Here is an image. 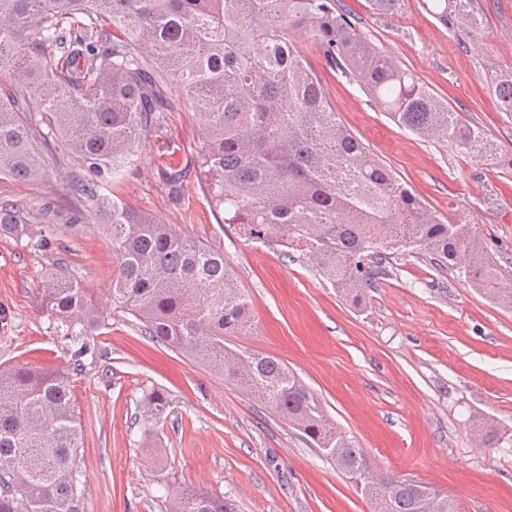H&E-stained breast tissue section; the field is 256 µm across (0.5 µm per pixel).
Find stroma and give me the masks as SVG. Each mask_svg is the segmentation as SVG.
<instances>
[{
	"label": "stroma",
	"instance_id": "1",
	"mask_svg": "<svg viewBox=\"0 0 512 512\" xmlns=\"http://www.w3.org/2000/svg\"><path fill=\"white\" fill-rule=\"evenodd\" d=\"M484 23L441 21L422 0L374 13L367 0H336L339 11L401 67L447 100L465 124L512 153V112L494 94L512 75V0H482ZM303 59L321 77L341 122L442 219L468 224L488 253L512 267V169L473 159L453 143L413 135L392 121L356 80L332 70L308 35ZM164 126L148 133L144 163L113 193L142 213L223 251L251 302L250 331L227 337L239 352L285 364L369 456L374 470L425 483L458 512H512V447L481 448L475 419L512 433V309L472 288L421 250H394L384 276L353 304L308 254L277 240L247 241L214 207L193 161L198 117L176 84L162 79ZM46 174L0 184V206L48 221L24 237L0 231V369L64 367L70 352L42 311L48 273L61 270L106 293L112 252L91 208L62 181L76 170L64 152L45 155ZM185 173L171 194L165 171ZM49 246L34 252L28 238ZM93 341L98 357L75 383L86 512H165L173 487L235 499L240 512H374L325 451L198 360L143 336L131 316L108 310ZM168 398L164 419L143 413L144 390Z\"/></svg>",
	"mask_w": 512,
	"mask_h": 512
}]
</instances>
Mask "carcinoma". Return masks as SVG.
<instances>
[{"label": "carcinoma", "mask_w": 512, "mask_h": 512, "mask_svg": "<svg viewBox=\"0 0 512 512\" xmlns=\"http://www.w3.org/2000/svg\"><path fill=\"white\" fill-rule=\"evenodd\" d=\"M480 0H425L471 29ZM303 29L329 64L350 76L399 125L448 138L482 159L497 148L415 74L401 68L336 9V0H0V182L43 174L42 152L60 147L91 178L66 185L92 200L108 238L110 300L153 342L224 375L288 420L336 462L375 512H457L448 495L373 470L363 449L328 422L321 401L276 358L240 354L224 336L250 327L249 298L224 252L178 234L105 189L143 163L144 139L166 121L153 85L160 71L190 99L204 132L197 155L211 202L246 240L303 245L323 276L357 304L370 263L389 245H408L512 308L502 265L463 224H448L336 118L324 86L291 39ZM23 86L35 106L18 96ZM512 112V75L494 87ZM31 217L0 207V227L23 235ZM43 312L71 347L65 369L0 370V512H84L81 421L73 381L97 351L105 321L99 297L66 276L48 281ZM144 406L163 418L168 399L152 389ZM506 440L482 420L479 441ZM392 487L389 498L376 491ZM166 512H238L221 493L175 489Z\"/></svg>", "instance_id": "carcinoma-1"}]
</instances>
